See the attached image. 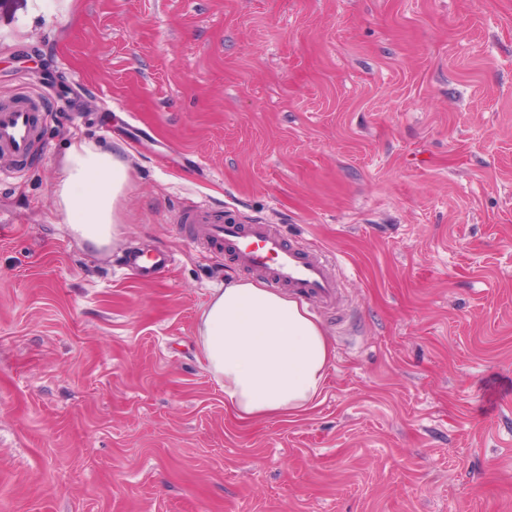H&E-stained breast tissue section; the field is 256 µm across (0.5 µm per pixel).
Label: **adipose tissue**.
I'll return each instance as SVG.
<instances>
[{"instance_id": "1", "label": "adipose tissue", "mask_w": 512, "mask_h": 512, "mask_svg": "<svg viewBox=\"0 0 512 512\" xmlns=\"http://www.w3.org/2000/svg\"><path fill=\"white\" fill-rule=\"evenodd\" d=\"M131 181L113 152L79 142L68 152L55 205L83 240L102 246L118 237L115 210ZM204 368L224 389V404L244 425L296 419L322 395L335 350L304 304L252 281L214 289L197 329Z\"/></svg>"}]
</instances>
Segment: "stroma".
<instances>
[{
    "instance_id": "1",
    "label": "stroma",
    "mask_w": 512,
    "mask_h": 512,
    "mask_svg": "<svg viewBox=\"0 0 512 512\" xmlns=\"http://www.w3.org/2000/svg\"><path fill=\"white\" fill-rule=\"evenodd\" d=\"M21 88L53 106L0 173V512H512V0H14ZM77 142L133 175L101 248L54 205ZM200 200L343 268L305 418L242 425L204 369L241 273ZM143 257L144 255L138 252L131 255V264L136 268L138 279L141 281H149L158 268L170 262V257L166 253H155L147 260Z\"/></svg>"
}]
</instances>
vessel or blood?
Returning a JSON list of instances; mask_svg holds the SVG:
<instances>
[{
    "label": "vessel or blood",
    "mask_w": 512,
    "mask_h": 512,
    "mask_svg": "<svg viewBox=\"0 0 512 512\" xmlns=\"http://www.w3.org/2000/svg\"><path fill=\"white\" fill-rule=\"evenodd\" d=\"M44 112L41 95L20 93L0 101V157L22 162L31 150ZM177 221L198 245L217 247L242 272L263 279L271 287L288 289L295 296L315 299L329 307L341 301L337 262L322 252L305 250L276 224L225 222L222 213L200 202L182 211ZM170 257L132 253L139 280L152 279Z\"/></svg>",
    "instance_id": "obj_1"
}]
</instances>
